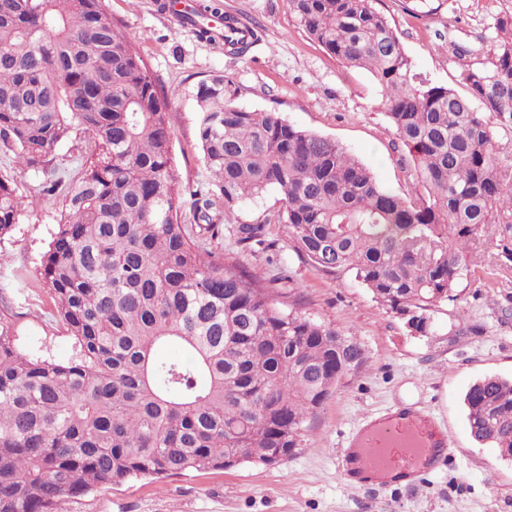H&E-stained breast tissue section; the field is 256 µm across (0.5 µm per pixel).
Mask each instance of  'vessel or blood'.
Wrapping results in <instances>:
<instances>
[{
  "mask_svg": "<svg viewBox=\"0 0 512 512\" xmlns=\"http://www.w3.org/2000/svg\"><path fill=\"white\" fill-rule=\"evenodd\" d=\"M450 443L430 413L398 406L376 419H365L349 434L338 459L344 475L367 476L380 485L421 475L444 464Z\"/></svg>",
  "mask_w": 512,
  "mask_h": 512,
  "instance_id": "vessel-or-blood-1",
  "label": "vessel or blood"
}]
</instances>
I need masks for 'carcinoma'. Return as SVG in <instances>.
I'll list each match as a JSON object with an SVG mask.
<instances>
[{"label":"carcinoma","mask_w":512,"mask_h":512,"mask_svg":"<svg viewBox=\"0 0 512 512\" xmlns=\"http://www.w3.org/2000/svg\"><path fill=\"white\" fill-rule=\"evenodd\" d=\"M305 32L381 89L409 155L415 193L384 188L336 141L201 83L198 138L224 206L278 187L296 254L350 274L412 331L451 297L472 243L512 224V169L496 152L512 130V19L497 22L490 65L461 71L465 92L414 70L373 0H288ZM223 17L224 48L251 44L237 20L201 4L182 19L201 37ZM170 103L102 0H0V140L62 198L40 256L56 318L72 341L57 362L25 351L0 314V512H55L66 496L133 477L165 479L264 461L295 448L306 417L366 363L353 336L273 297L262 279L206 248L215 201L186 193L170 156ZM84 141L80 176L54 177L57 147ZM194 197L195 225L181 223ZM25 206L0 179V239ZM263 224L238 243L263 242ZM171 346L180 356L161 357ZM472 437L512 457V380L464 397Z\"/></svg>","instance_id":"cac0c4a2"}]
</instances>
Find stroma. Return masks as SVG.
<instances>
[{
    "instance_id": "stroma-1",
    "label": "stroma",
    "mask_w": 512,
    "mask_h": 512,
    "mask_svg": "<svg viewBox=\"0 0 512 512\" xmlns=\"http://www.w3.org/2000/svg\"><path fill=\"white\" fill-rule=\"evenodd\" d=\"M254 32L247 52L226 53L224 41L180 26L167 0H102L150 74L171 99V156L182 183L218 199L198 139L199 84L229 76L234 105L268 110L294 126L339 142L395 192L408 188L406 150L390 126L382 93L371 75L345 67L312 40L288 0H212ZM412 0H374L395 29L414 69L433 82L459 88L468 66L489 64L498 19L512 15V0H428L411 14ZM283 193L221 209V232L209 250L233 258L276 292L297 297L304 312L357 338L365 366L347 374L309 414L298 446L275 466L250 461L224 471L192 472L162 480L134 478L64 498L58 512H512V459L477 443L466 419L464 395L486 376L512 379V225L481 236L451 300L432 307L427 335L410 333L353 277L331 276L300 259L283 224H264L280 209ZM61 201L40 198L25 208L12 232L0 238V302L20 330L24 348L67 359L70 343L56 322L55 302L39 273V258ZM263 224L272 249L240 245L236 229ZM289 270L290 283L279 279ZM397 405L430 412L452 443L448 460L406 484L360 489L348 485L336 458L355 423Z\"/></svg>"
}]
</instances>
